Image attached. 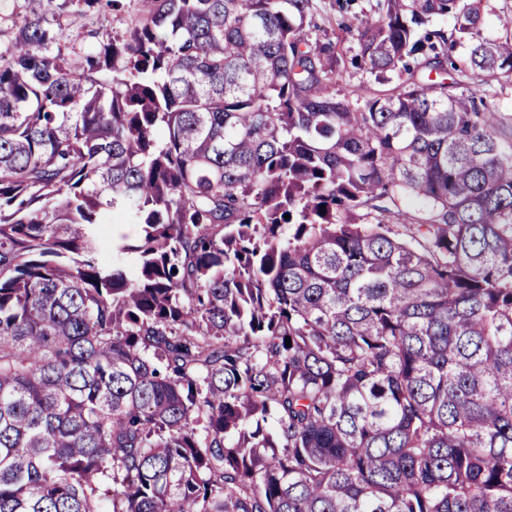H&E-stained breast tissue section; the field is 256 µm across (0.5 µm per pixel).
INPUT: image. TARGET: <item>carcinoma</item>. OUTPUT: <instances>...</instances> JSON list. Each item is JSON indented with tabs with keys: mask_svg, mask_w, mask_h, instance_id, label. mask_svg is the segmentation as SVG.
<instances>
[{
	"mask_svg": "<svg viewBox=\"0 0 512 512\" xmlns=\"http://www.w3.org/2000/svg\"><path fill=\"white\" fill-rule=\"evenodd\" d=\"M142 2L0 47V512H512V13ZM339 3H345V1L315 0L317 8L314 12V21L321 27V30H327L330 36H332V30H335L336 33H341L338 29V22H344L354 28L361 19L372 21L377 17L374 11L376 0L352 1V6L347 12L339 11ZM364 82L366 88L359 89V84ZM339 88L344 89L347 92L355 91V94H369L372 92L378 93V91L389 89L390 86H380L373 82H369L368 76L362 71L355 70L351 67H347L343 73V79L339 81Z\"/></svg>",
	"mask_w": 512,
	"mask_h": 512,
	"instance_id": "cac0c4a2",
	"label": "carcinoma"
}]
</instances>
